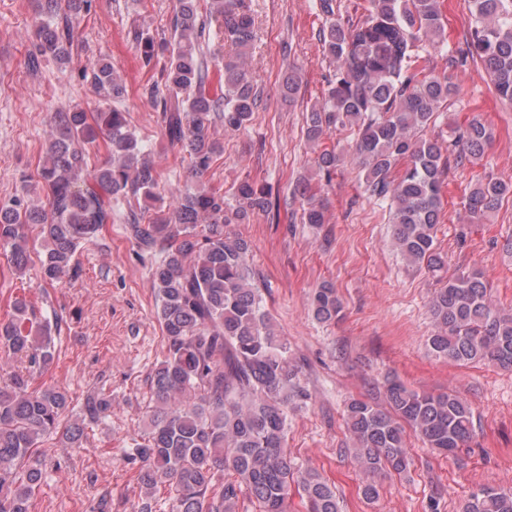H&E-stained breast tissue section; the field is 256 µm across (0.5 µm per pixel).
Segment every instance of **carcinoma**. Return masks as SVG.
Instances as JSON below:
<instances>
[{
    "label": "carcinoma",
    "mask_w": 512,
    "mask_h": 512,
    "mask_svg": "<svg viewBox=\"0 0 512 512\" xmlns=\"http://www.w3.org/2000/svg\"><path fill=\"white\" fill-rule=\"evenodd\" d=\"M473 18L464 45L448 50L439 0H369L365 19L353 22L335 15L331 0H321L326 16L319 36L336 62L320 105L307 112V139L318 143L333 126L355 127V154L364 192L389 209L395 224L394 246L411 265L434 274L445 267L436 244L442 217V188L451 165L480 159L493 133L477 119L448 139L419 133L436 122L457 92L446 74L417 69L419 51L448 53L451 65L476 58L496 94L512 102V0H470ZM71 16L59 17V0H39V43L28 57L36 70L41 58L70 59L76 38L75 17L89 0H68ZM201 15L196 0H176L170 39L156 41L145 31L134 40L141 60L150 65L166 54L164 88L149 94L162 112L168 142L188 153L189 168L204 175L221 151L208 129L217 115L224 129L238 131L249 123L258 95L244 60L253 48L255 20L249 0H209ZM224 30L231 51L222 58L224 91L213 93L201 53L206 29ZM94 79L106 97L118 98L124 87L103 59L93 65ZM57 136L38 169L46 199L32 208L20 199L0 204V249L22 274L28 267L26 230L39 228L43 252L40 278L59 282L71 270L76 247L94 240L112 223V199L145 202L130 210L125 234L140 256L154 259L151 278L157 318L167 353L150 377L154 406L147 435L135 443L127 460L141 463L138 478L146 498L158 483L174 491L172 512H236L247 493L260 512H287L288 499L301 492L306 512H339L336 487L315 470L293 466L285 448L288 404L300 408L309 399L294 381L288 342L278 336L263 310L247 266L246 240L226 230L256 212L272 208L268 191L245 180L237 187L238 204L200 187L181 197L167 212L153 211L157 180L150 154L128 129L125 113H97V126L81 110L54 112ZM106 136L112 163L88 170L85 145ZM398 176L392 170L399 162ZM338 156L322 150L315 159L330 176ZM512 197V184L486 178L470 190L465 210L474 221L496 211ZM307 224L326 223L324 208L313 201L303 211ZM430 302L434 333L427 339L432 354L454 363L485 362L512 369V312L492 300L490 284L477 269L439 277ZM312 313L322 323L336 320L341 303L324 284L313 295ZM48 318L36 317L24 299L12 304V319L0 323V345L24 359L30 369L47 367L55 345ZM387 408L351 399L345 422L353 435V456L367 480L362 495L372 501L378 473L402 475L411 465L407 430L428 447L454 455L471 437L474 411L453 391L418 392L388 379ZM111 400L90 398L85 415L105 417ZM67 410V396L54 387L30 389L29 377L14 373L0 386V512H30V499L43 479L35 457L38 439L56 429ZM232 476L221 480L215 470ZM460 512H512V490L484 486L471 492Z\"/></svg>",
    "instance_id": "obj_1"
}]
</instances>
